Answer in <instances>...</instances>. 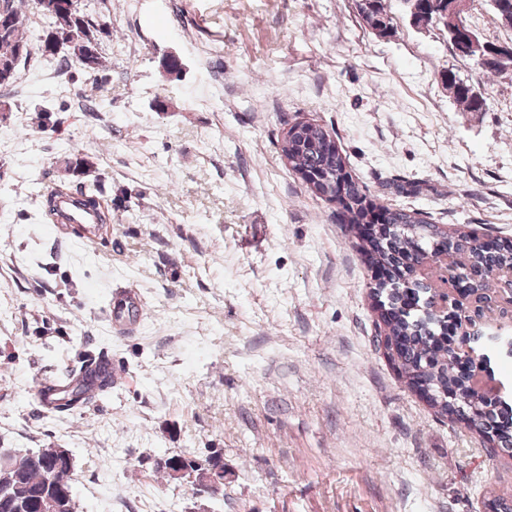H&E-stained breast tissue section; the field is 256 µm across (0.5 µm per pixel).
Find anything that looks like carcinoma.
Returning <instances> with one entry per match:
<instances>
[{"instance_id":"1","label":"carcinoma","mask_w":512,"mask_h":512,"mask_svg":"<svg viewBox=\"0 0 512 512\" xmlns=\"http://www.w3.org/2000/svg\"><path fill=\"white\" fill-rule=\"evenodd\" d=\"M23 0H0V13L7 16V26L0 27V86H8L18 78L19 65L34 56L51 57L61 70L76 67L89 75L103 70V56L99 55L85 64L63 53L53 54L54 33L69 34L81 40L107 41L112 38V27L106 22L93 23L86 19L78 7V0H55L54 9L43 12L48 25L36 38L23 28L21 4ZM360 14L376 36H388V26L393 24L390 0H357ZM483 72L498 76L512 72V55L504 57L491 43L488 61ZM440 78L454 88V100L468 112H484L487 97H477L470 83L452 70H444ZM333 134L319 123H308L301 131L287 134L280 142L281 156L297 173L308 191L315 197L325 192L339 176H344L343 189L349 204L337 211L338 223L348 224L361 241L362 254L369 267L382 272L373 286V297L378 301L380 335L384 336L389 358L405 377L409 387L427 394L430 406L440 415L450 416L460 404L469 409L466 424L483 435L490 443V455L512 452V408L487 399L480 393L473 376L458 373L454 366V342L448 341V324L430 314L421 315L411 309L408 295L396 287V282L414 275L415 269L439 255L448 258V279L467 272L474 275L463 297L454 300V307L464 308V303L475 304L474 313L497 302L492 290L502 284L509 288L504 273L512 268V242L501 241L493 251L485 242L465 233H450L422 213L404 208L384 206L377 202L359 178L349 170L346 156L341 149L331 153L324 148V139ZM65 175L78 180L77 191L83 205L98 209L105 193L102 180L92 175V163L81 156L65 163ZM108 358L101 355L83 361L79 369L68 375V382L57 390L46 382L36 388L44 392L59 391L50 406L36 407L44 417L71 414L93 402L103 399L115 382L107 368ZM55 449H26L13 453L18 467L11 473V485H0V499L4 492L11 493L8 508L0 512H41L40 500L52 494L46 471L33 462L32 455L41 454L46 459L54 456Z\"/></svg>"}]
</instances>
